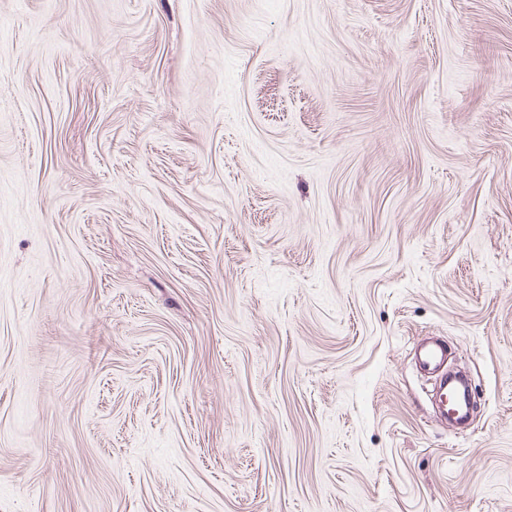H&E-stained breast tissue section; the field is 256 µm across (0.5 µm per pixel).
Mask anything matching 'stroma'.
Returning a JSON list of instances; mask_svg holds the SVG:
<instances>
[{"instance_id":"stroma-1","label":"stroma","mask_w":512,"mask_h":512,"mask_svg":"<svg viewBox=\"0 0 512 512\" xmlns=\"http://www.w3.org/2000/svg\"><path fill=\"white\" fill-rule=\"evenodd\" d=\"M0 512H512V0H0ZM415 361L424 374H436L448 363V349L440 338H430L420 343L414 354ZM448 388L451 391L448 394ZM471 385L460 382L454 385L452 382L448 384V380L444 381L442 387V402L445 406V412L448 414V396L451 408L449 409L450 417L448 421H461L470 413L471 409Z\"/></svg>"}]
</instances>
